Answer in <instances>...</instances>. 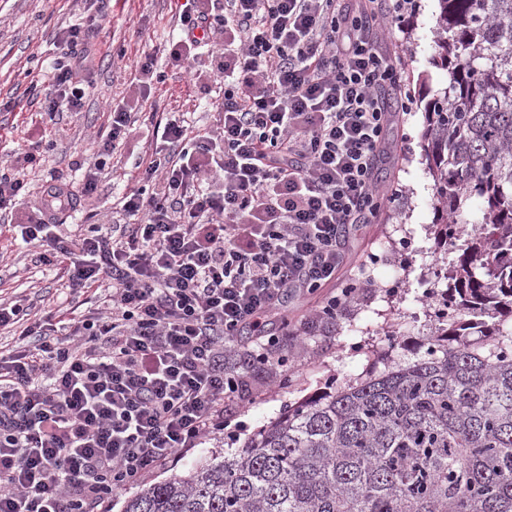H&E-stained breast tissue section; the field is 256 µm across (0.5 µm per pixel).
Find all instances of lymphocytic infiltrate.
Returning <instances> with one entry per match:
<instances>
[{
	"mask_svg": "<svg viewBox=\"0 0 512 512\" xmlns=\"http://www.w3.org/2000/svg\"><path fill=\"white\" fill-rule=\"evenodd\" d=\"M412 0H192L169 55L210 47L195 79L223 81L219 127L167 120L121 219L77 239L52 234L73 195L92 197L120 140L125 103L97 141L80 190L45 186L39 208L11 225L46 265L68 263L70 295L104 281L112 303L32 318L0 303V326L25 346L0 351V512H105L113 494L224 426L248 402L244 365L280 382L286 298L325 287L345 261L350 228L392 204L375 177L389 122L382 97L404 95L402 70L372 29L401 25ZM89 34L62 31L64 59L45 112H77ZM39 153L13 149L0 211L25 197ZM277 320L278 333L267 332ZM252 331L246 347L235 342ZM289 331V330H288Z\"/></svg>",
	"mask_w": 512,
	"mask_h": 512,
	"instance_id": "f902f5d3",
	"label": "lymphocytic infiltrate"
}]
</instances>
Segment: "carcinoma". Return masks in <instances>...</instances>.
I'll list each match as a JSON object with an SVG mask.
<instances>
[{"label":"carcinoma","mask_w":512,"mask_h":512,"mask_svg":"<svg viewBox=\"0 0 512 512\" xmlns=\"http://www.w3.org/2000/svg\"><path fill=\"white\" fill-rule=\"evenodd\" d=\"M438 2L452 81L424 139L445 242L482 201L450 321L421 356L288 407L123 512H512V0Z\"/></svg>","instance_id":"cac0c4a2"}]
</instances>
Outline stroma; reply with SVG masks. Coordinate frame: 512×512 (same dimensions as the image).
Returning a JSON list of instances; mask_svg holds the SVG:
<instances>
[{
	"instance_id": "1",
	"label": "stroma",
	"mask_w": 512,
	"mask_h": 512,
	"mask_svg": "<svg viewBox=\"0 0 512 512\" xmlns=\"http://www.w3.org/2000/svg\"><path fill=\"white\" fill-rule=\"evenodd\" d=\"M184 0H0V155L20 144L40 143V162L28 180V199L14 213L26 220L49 179L79 183V162L93 152L95 137L111 129L108 105L124 101L136 123L114 152V169L99 184L97 194L83 205L59 215L56 235L69 240L77 225L104 224L125 188L135 185L138 165L147 163L156 146L158 125L183 115L193 125L208 127L216 117L217 86L195 84L169 57V45L178 33L177 5ZM415 11L402 29L376 30L372 38L379 50L400 59L403 79L413 99L409 113H399L398 96L388 108L393 120L389 143L401 145L403 156L384 153L376 176L381 185L397 187V200L369 224L350 232L348 262L336 275L337 285L350 282L357 264L377 256L370 288L336 320L321 324L319 333L289 342L284 386L268 384L260 369L246 375L253 403L224 408L225 420L242 424L240 441L278 418L288 406L302 402L329 384L346 386L365 372L383 370L389 356L411 354L440 323L442 302L448 293L446 273L458 265L462 252L438 235L433 180L425 161L423 137L427 103L448 86V71L437 65L440 34L438 0H414ZM102 21L88 48L94 57L82 74L87 96L80 111L64 113L57 122L43 114V96L33 95L31 81L50 85L60 55L58 33L74 24ZM154 53L164 82L142 97L133 78L142 52ZM68 275L63 266L36 263L33 248L0 233V299H27L34 310L50 306L69 310ZM225 433L212 435L202 447L172 459L146 477V484L164 481L188 469L210 452L229 448Z\"/></svg>"
}]
</instances>
